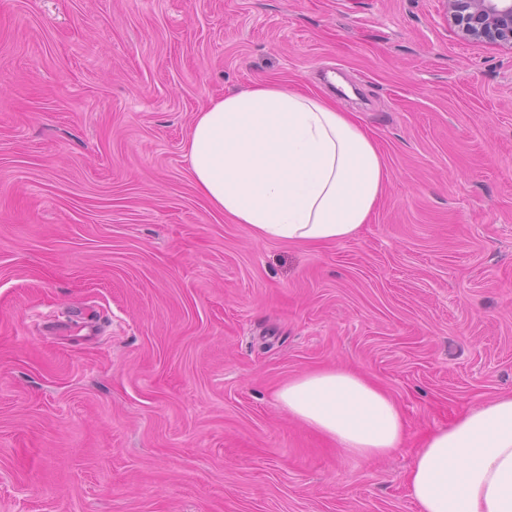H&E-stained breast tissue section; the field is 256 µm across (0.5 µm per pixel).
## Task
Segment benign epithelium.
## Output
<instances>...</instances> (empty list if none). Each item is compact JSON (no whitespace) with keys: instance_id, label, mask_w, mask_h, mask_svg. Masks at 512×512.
<instances>
[{"instance_id":"7a95c632","label":"benign epithelium","mask_w":512,"mask_h":512,"mask_svg":"<svg viewBox=\"0 0 512 512\" xmlns=\"http://www.w3.org/2000/svg\"><path fill=\"white\" fill-rule=\"evenodd\" d=\"M443 4L462 39L512 51V0H443Z\"/></svg>"}]
</instances>
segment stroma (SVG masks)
<instances>
[{"instance_id": "35a3bbf8", "label": "stroma", "mask_w": 512, "mask_h": 512, "mask_svg": "<svg viewBox=\"0 0 512 512\" xmlns=\"http://www.w3.org/2000/svg\"><path fill=\"white\" fill-rule=\"evenodd\" d=\"M258 80L372 133L354 237L258 241L196 191V113ZM336 365L401 448L281 407ZM506 392L511 51L442 0H0V512H417L422 437ZM277 399L346 456L372 460L403 445L406 424L398 402L358 371L332 367L303 373L284 384Z\"/></svg>"}]
</instances>
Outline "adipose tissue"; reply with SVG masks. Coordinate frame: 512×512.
Returning a JSON list of instances; mask_svg holds the SVG:
<instances>
[{
  "label": "adipose tissue",
  "mask_w": 512,
  "mask_h": 512,
  "mask_svg": "<svg viewBox=\"0 0 512 512\" xmlns=\"http://www.w3.org/2000/svg\"><path fill=\"white\" fill-rule=\"evenodd\" d=\"M187 158L197 192L259 241L320 245L351 238L387 179L381 152L352 113L275 81L256 82L197 112ZM277 399L346 456L372 460L403 445L398 402L358 371L303 373ZM406 483L417 512H512V394L427 434Z\"/></svg>",
  "instance_id": "adipose-tissue-1"
}]
</instances>
